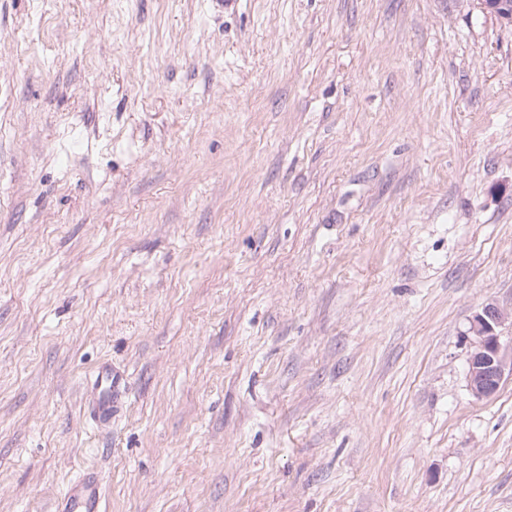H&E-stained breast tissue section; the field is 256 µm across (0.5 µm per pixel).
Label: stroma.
<instances>
[{
  "label": "stroma",
  "mask_w": 512,
  "mask_h": 512,
  "mask_svg": "<svg viewBox=\"0 0 512 512\" xmlns=\"http://www.w3.org/2000/svg\"><path fill=\"white\" fill-rule=\"evenodd\" d=\"M489 300L512 25L476 0H0V512L89 471L106 512H512ZM512 329V308L507 310L488 302L470 321L476 336L474 350L468 359L467 386L475 399L494 395L506 378L512 379V341H502V330ZM88 388L85 405L90 418L99 424L111 423L112 412L127 391L125 378L112 363H101L93 372Z\"/></svg>",
  "instance_id": "obj_1"
}]
</instances>
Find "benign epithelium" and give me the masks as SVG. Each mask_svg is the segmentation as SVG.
<instances>
[{"label":"benign epithelium","mask_w":512,"mask_h":512,"mask_svg":"<svg viewBox=\"0 0 512 512\" xmlns=\"http://www.w3.org/2000/svg\"><path fill=\"white\" fill-rule=\"evenodd\" d=\"M512 328V309L488 302L470 321L476 336L468 359L467 386L477 400L494 395L505 379H512V341H502V330Z\"/></svg>","instance_id":"obj_1"}]
</instances>
